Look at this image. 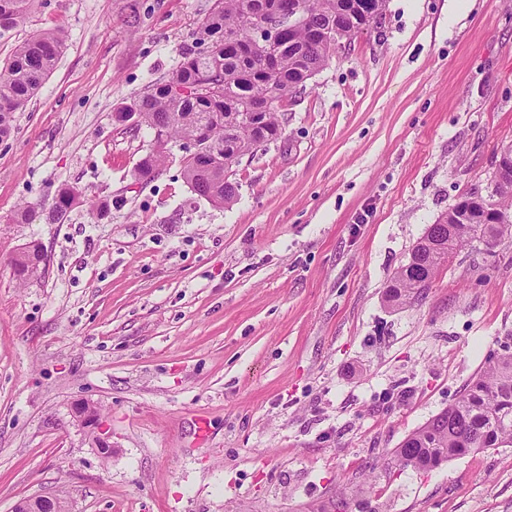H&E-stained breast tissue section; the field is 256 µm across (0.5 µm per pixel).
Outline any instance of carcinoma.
Masks as SVG:
<instances>
[{"label": "carcinoma", "mask_w": 512, "mask_h": 512, "mask_svg": "<svg viewBox=\"0 0 512 512\" xmlns=\"http://www.w3.org/2000/svg\"><path fill=\"white\" fill-rule=\"evenodd\" d=\"M285 1L293 6L294 15L285 42L258 45L257 24L273 18ZM384 2L214 0L192 44L183 47L179 65L152 90L116 109L120 115L135 114L138 127L166 132L167 142L140 159L138 173L148 182L158 178L174 161L167 143L192 138L194 150L180 156L183 178L200 197L221 206L234 202L237 184L224 178V167L235 166L261 143L281 137V115L288 103L306 91L337 43L350 45L378 29ZM29 4L30 0H0V18H9L13 27ZM328 33L339 35V42H324ZM63 49L59 33L44 31L19 44L0 66V139L10 135L14 113L39 91ZM493 197L507 228L490 226V217L477 202L442 214L390 279L388 301L399 306L422 297L454 250L486 237H512L511 171L496 182ZM73 200L72 187H61L50 207L26 205L17 220L30 224L43 214L46 222L60 224ZM511 447L510 332L501 352L466 382L454 403L409 433L394 457L404 468L427 471L471 453Z\"/></svg>", "instance_id": "1"}]
</instances>
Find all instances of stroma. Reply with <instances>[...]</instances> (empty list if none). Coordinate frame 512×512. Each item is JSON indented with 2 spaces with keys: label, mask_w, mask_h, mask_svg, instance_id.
Returning a JSON list of instances; mask_svg holds the SVG:
<instances>
[{
  "label": "stroma",
  "mask_w": 512,
  "mask_h": 512,
  "mask_svg": "<svg viewBox=\"0 0 512 512\" xmlns=\"http://www.w3.org/2000/svg\"><path fill=\"white\" fill-rule=\"evenodd\" d=\"M212 0H34L0 33L65 47L0 140V512H512V448L428 472L391 453L448 407L512 331V238L454 252L419 300L386 287L462 196L493 193L512 143V0H386L235 167L237 199L194 194L115 109L151 89ZM64 185L65 223L20 224ZM111 199L105 218L90 202ZM38 243L41 273L13 260ZM102 410L112 456L72 419Z\"/></svg>",
  "instance_id": "stroma-1"
}]
</instances>
